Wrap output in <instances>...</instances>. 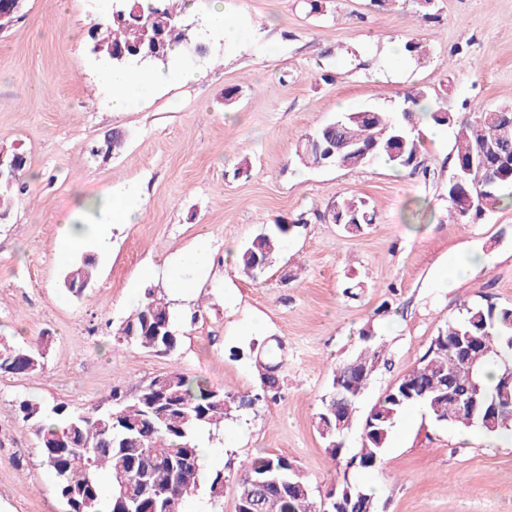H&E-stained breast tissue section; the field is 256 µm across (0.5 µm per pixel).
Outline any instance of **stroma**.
Instances as JSON below:
<instances>
[{
    "label": "stroma",
    "instance_id": "1",
    "mask_svg": "<svg viewBox=\"0 0 512 512\" xmlns=\"http://www.w3.org/2000/svg\"><path fill=\"white\" fill-rule=\"evenodd\" d=\"M249 24L251 50L212 37L185 57L202 77L142 95L127 112L101 106L88 17L106 0H28L24 17L0 33V149L27 157L26 190L0 219V336L46 340L43 369L0 376V512H64L55 477L19 416L20 399L83 410L112 389L134 393L171 369L235 392L257 385L250 344H282L277 398L225 421L212 441L224 497L200 486L188 512H236L237 479L262 453L296 461L316 497L350 482L370 490L379 512H512V440L440 425L406 411L380 464L346 466L361 446L371 406L419 364L438 331L465 305L512 306V206L482 220L448 216L454 135L428 123L414 172L373 162L354 169L300 160L297 143L341 113L391 110L411 87L459 120L512 104V0H223ZM435 21L427 22L423 12ZM430 54L411 57L408 43ZM237 96L226 101L227 88ZM124 134L120 153L101 148ZM116 181L140 189L142 216L112 227V250L96 256L81 296L63 286L55 254L59 225L96 222L83 198ZM363 198L375 222L359 232L328 221L342 198ZM292 224L260 281L224 263V245H244L266 225ZM213 267L193 298L174 299L167 267L199 239ZM476 256L451 284L449 256ZM143 288L170 299L181 337L175 354L115 348L112 330L134 309L127 286L143 265ZM382 337L390 366L373 376L333 462L317 429L333 368L360 346L361 329Z\"/></svg>",
    "mask_w": 512,
    "mask_h": 512
}]
</instances>
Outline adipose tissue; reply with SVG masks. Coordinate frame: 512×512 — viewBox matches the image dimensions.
<instances>
[{"instance_id": "ef3b65f1", "label": "adipose tissue", "mask_w": 512, "mask_h": 512, "mask_svg": "<svg viewBox=\"0 0 512 512\" xmlns=\"http://www.w3.org/2000/svg\"><path fill=\"white\" fill-rule=\"evenodd\" d=\"M203 25L208 31L222 34L239 51H247L250 47L243 35L245 20L227 13L222 0H212L203 17ZM165 79V72L157 68L116 69L106 61L100 64L96 72V82L105 93V104L114 112L128 111L136 100L137 91L158 85ZM81 205L88 210H103L105 220L99 224L61 225L56 239L58 257H65L85 246L101 254L109 252L112 248L113 225L137 223L141 215V203L132 186L126 182L112 183L103 200L85 199ZM211 264L209 242L198 240L182 263L169 268L168 277L173 290L180 295L190 294L197 275L207 272Z\"/></svg>"}]
</instances>
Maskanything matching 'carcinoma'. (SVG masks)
I'll list each match as a JSON object with an SVG mask.
<instances>
[{
	"instance_id": "carcinoma-1",
	"label": "carcinoma",
	"mask_w": 512,
	"mask_h": 512,
	"mask_svg": "<svg viewBox=\"0 0 512 512\" xmlns=\"http://www.w3.org/2000/svg\"><path fill=\"white\" fill-rule=\"evenodd\" d=\"M195 23L174 0H112V10L89 32L91 51L115 68L168 66L175 52L190 42L202 44L192 32ZM426 93L411 90L392 111L368 109L345 112L299 145L300 158L315 165L338 168L361 166L381 158L401 171L414 170L420 138L415 133L418 109ZM426 117L439 126H459L448 179V215L458 224L484 216L487 206L512 201V104L493 112H476L457 122L455 113L440 106ZM378 137L370 153L359 150ZM346 230L359 231L374 222L366 202L345 197L327 215ZM292 225L272 224L256 234L239 252L242 273L256 281L265 275L259 265L271 267ZM94 258L85 256L66 271L69 292H83V278L93 277ZM485 336L493 350L476 360L458 346L465 336ZM362 346L355 357L336 366L328 397L322 400L318 430L332 460L340 458L342 436L352 423L355 405L373 375L387 366L382 342L371 329L359 332ZM118 345H134L159 354H171L180 344L170 302L148 289L144 301L114 330ZM46 347H23L0 336V375L29 377L44 365ZM496 367L494 382H486ZM259 386L253 392L232 393L172 369L142 385L133 396L114 390L107 403L86 411L63 403L44 405L33 399L18 402L21 419L30 425L40 449L41 465L57 478L58 496L65 512H167L174 498L185 502L205 480L198 465V441L212 439L235 412L254 409L275 398L280 388L278 365L259 364ZM451 380L455 397H448L444 381ZM512 385V307L473 304L447 329L438 332L420 365L404 374L371 407L361 434V448L348 464L374 469L389 444L396 421L409 408L425 407L440 424L478 427L492 435L512 434V404L498 403L494 419L486 421L465 411L459 401L473 387L493 399ZM346 395L336 401V387ZM344 429L337 430L336 422ZM338 497H351V512H377L374 496L345 482L334 487ZM236 512H323L312 487L296 462L283 454L254 457L238 480Z\"/></svg>"
}]
</instances>
